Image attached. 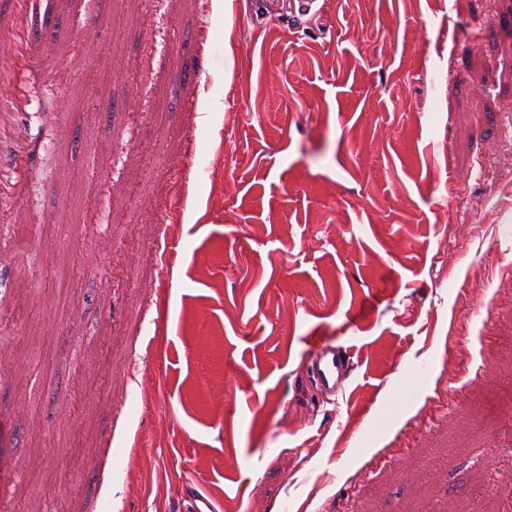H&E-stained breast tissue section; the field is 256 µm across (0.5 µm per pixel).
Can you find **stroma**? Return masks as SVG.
I'll return each instance as SVG.
<instances>
[{
  "label": "stroma",
  "instance_id": "stroma-1",
  "mask_svg": "<svg viewBox=\"0 0 512 512\" xmlns=\"http://www.w3.org/2000/svg\"><path fill=\"white\" fill-rule=\"evenodd\" d=\"M14 2L0 512L512 500V0ZM312 372L317 383L327 393L336 395L343 391L349 377V359L331 343L317 340L313 343L310 356Z\"/></svg>",
  "mask_w": 512,
  "mask_h": 512
}]
</instances>
